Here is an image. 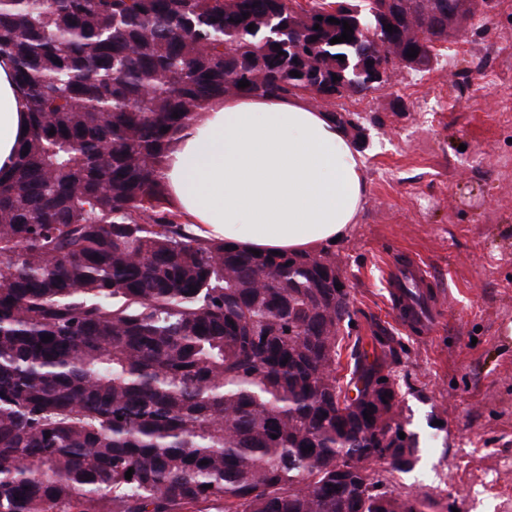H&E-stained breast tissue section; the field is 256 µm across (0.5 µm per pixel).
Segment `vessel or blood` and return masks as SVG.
I'll use <instances>...</instances> for the list:
<instances>
[{"mask_svg":"<svg viewBox=\"0 0 512 512\" xmlns=\"http://www.w3.org/2000/svg\"><path fill=\"white\" fill-rule=\"evenodd\" d=\"M387 283L395 297L394 311L398 319L423 328L434 325L440 309L436 297L429 291V276L417 261L405 267L388 266Z\"/></svg>","mask_w":512,"mask_h":512,"instance_id":"obj_1","label":"vessel or blood"}]
</instances>
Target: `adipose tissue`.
Returning <instances> with one entry per match:
<instances>
[{
    "instance_id": "obj_1",
    "label": "adipose tissue",
    "mask_w": 512,
    "mask_h": 512,
    "mask_svg": "<svg viewBox=\"0 0 512 512\" xmlns=\"http://www.w3.org/2000/svg\"><path fill=\"white\" fill-rule=\"evenodd\" d=\"M28 108L0 59L2 172L16 163ZM159 176L194 235L262 253H314L344 238L366 194L345 129L297 97L210 100L179 130Z\"/></svg>"
}]
</instances>
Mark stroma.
I'll use <instances>...</instances> for the list:
<instances>
[{"label":"stroma","mask_w":512,"mask_h":512,"mask_svg":"<svg viewBox=\"0 0 512 512\" xmlns=\"http://www.w3.org/2000/svg\"><path fill=\"white\" fill-rule=\"evenodd\" d=\"M428 71H397L390 83L346 96L344 118L367 179L362 213L332 245L355 324L343 335L339 375L352 346L378 353L393 338L388 366L401 423L419 440L408 472L378 464L400 493L431 497L433 512H505L512 504V9L473 18ZM497 70L486 80L480 64ZM417 254L446 304L428 335L401 326L390 305L385 260Z\"/></svg>","instance_id":"stroma-1"}]
</instances>
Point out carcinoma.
<instances>
[{
    "label": "carcinoma",
    "mask_w": 512,
    "mask_h": 512,
    "mask_svg": "<svg viewBox=\"0 0 512 512\" xmlns=\"http://www.w3.org/2000/svg\"><path fill=\"white\" fill-rule=\"evenodd\" d=\"M458 2L0 0L30 112L0 176V512L431 508L368 473L417 461L391 337L372 359L351 350L357 399L336 402L353 315L336 254L191 236L158 167L211 98L361 95L386 43L427 70ZM385 8L425 41L384 30ZM345 21L354 40L330 43Z\"/></svg>",
    "instance_id": "1"
}]
</instances>
